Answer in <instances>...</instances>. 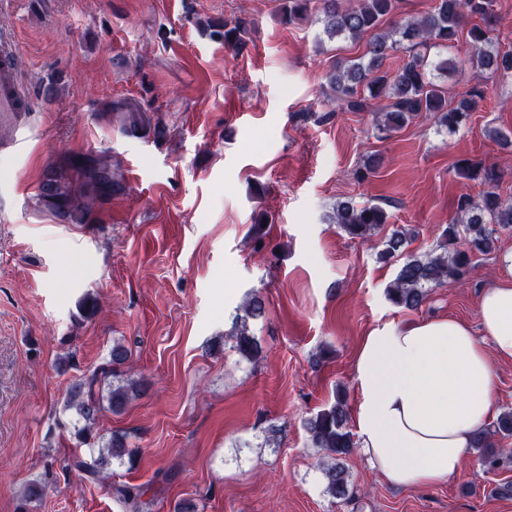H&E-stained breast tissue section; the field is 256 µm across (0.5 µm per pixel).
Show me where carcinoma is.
Here are the masks:
<instances>
[{
	"instance_id": "obj_1",
	"label": "carcinoma",
	"mask_w": 512,
	"mask_h": 512,
	"mask_svg": "<svg viewBox=\"0 0 512 512\" xmlns=\"http://www.w3.org/2000/svg\"><path fill=\"white\" fill-rule=\"evenodd\" d=\"M321 2L317 22L329 40L338 38L366 40L364 54L353 60L334 63L327 75L336 101L349 112L371 109L372 102L385 100V112L377 119L378 129L391 134L402 130L421 114L434 115L437 123L450 131L457 130L469 118L483 91L470 88L450 99L434 81L433 75L454 69L466 73V65L478 69L489 78L512 77V50H502L492 24L494 0H433L430 9L420 16H397L398 0H284L282 19L285 23L300 20L311 13L312 4ZM248 28L244 21L226 22L213 31L227 48L244 45ZM471 46L469 58L455 60L441 52L455 47L460 40ZM438 50L431 57L429 52ZM401 61L391 69L386 61L397 53ZM100 116L107 123L116 122L123 131L154 128L164 134L160 122L132 100L107 102ZM456 173L486 186L473 198L462 195L456 203L453 218L443 232L440 243L423 257L406 252L407 232L394 229L383 233L387 213L376 204L343 201L336 205L335 223L351 238L381 235L383 260L403 259L387 288L388 300L408 310L419 308L429 289L443 287L450 281L468 276L474 258L490 253L499 240V232L512 231V202L496 191L498 176L494 168L480 161L463 158L455 163ZM121 177L112 169V156L90 153L64 156L47 170L37 197L39 206L72 224H88L95 206H102L112 196L124 191ZM264 302L258 296L249 299L242 313L233 318L231 335L236 351L248 360L255 359L260 347L249 332L248 322L261 317ZM129 358L125 345L116 342L106 361L74 381L68 390L63 411H75L84 425L77 436L86 440L104 409L119 414L137 392L132 384H112L118 368ZM348 408L338 398L305 421L312 445L329 455L336 463L323 468L326 492L338 502L352 500L349 474L342 463L356 447L347 427ZM134 467L136 458L123 435H112L107 446L88 448V455L74 456L67 468L89 481L108 474L112 465ZM144 485L124 484L116 494L124 502L138 503L147 493Z\"/></svg>"
}]
</instances>
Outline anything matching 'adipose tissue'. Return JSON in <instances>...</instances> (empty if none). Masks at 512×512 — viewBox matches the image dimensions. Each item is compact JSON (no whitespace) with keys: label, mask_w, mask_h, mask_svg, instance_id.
I'll return each instance as SVG.
<instances>
[{"label":"adipose tissue","mask_w":512,"mask_h":512,"mask_svg":"<svg viewBox=\"0 0 512 512\" xmlns=\"http://www.w3.org/2000/svg\"><path fill=\"white\" fill-rule=\"evenodd\" d=\"M498 361H512V281L483 292L477 325L444 315L362 336L352 363L356 443L384 483L430 487L459 475L494 418Z\"/></svg>","instance_id":"adipose-tissue-1"}]
</instances>
